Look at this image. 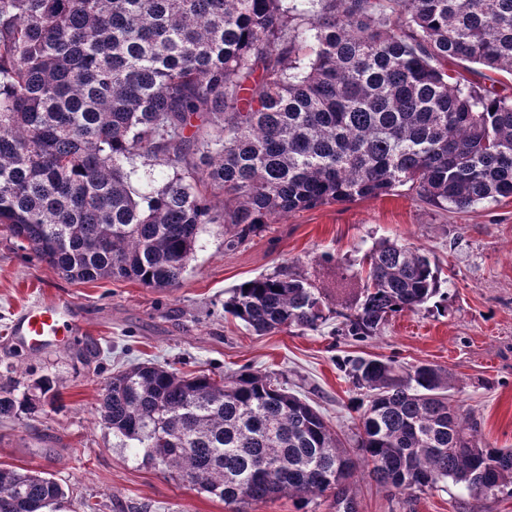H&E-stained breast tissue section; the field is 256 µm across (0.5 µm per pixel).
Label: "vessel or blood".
Here are the masks:
<instances>
[{
  "label": "vessel or blood",
  "mask_w": 512,
  "mask_h": 512,
  "mask_svg": "<svg viewBox=\"0 0 512 512\" xmlns=\"http://www.w3.org/2000/svg\"><path fill=\"white\" fill-rule=\"evenodd\" d=\"M71 314V306L66 301H41L20 312L11 333L21 337L30 351L38 352L72 334Z\"/></svg>",
  "instance_id": "1"
}]
</instances>
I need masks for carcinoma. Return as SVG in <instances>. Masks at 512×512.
Listing matches in <instances>:
<instances>
[{"mask_svg": "<svg viewBox=\"0 0 512 512\" xmlns=\"http://www.w3.org/2000/svg\"><path fill=\"white\" fill-rule=\"evenodd\" d=\"M472 64L512 75V0H0V224L70 281L163 290L204 224L234 250L285 214L405 185L439 209L512 198V96L473 86ZM136 156L170 175L134 189ZM363 269L351 306L278 272L224 311L258 335L334 319L364 341L436 297L448 310L418 248L381 240ZM339 366L364 393L345 441L259 370L218 382L135 364L106 378L98 417L116 447L226 504L352 503L362 467L392 496L447 481L512 496V448L484 441L450 370ZM20 407L0 389V418ZM65 496L0 465V512H59Z\"/></svg>", "mask_w": 512, "mask_h": 512, "instance_id": "cac0c4a2", "label": "carcinoma"}]
</instances>
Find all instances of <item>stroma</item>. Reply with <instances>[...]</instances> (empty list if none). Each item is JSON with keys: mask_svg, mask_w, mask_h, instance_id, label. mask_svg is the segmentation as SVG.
Here are the masks:
<instances>
[{"mask_svg": "<svg viewBox=\"0 0 512 512\" xmlns=\"http://www.w3.org/2000/svg\"><path fill=\"white\" fill-rule=\"evenodd\" d=\"M421 248L441 265L449 311L393 317L360 342L296 328L257 335L225 315L236 285L277 269L300 272L332 303L360 292L359 261L381 239ZM54 298L73 302L72 336L37 354L10 333L21 309ZM346 356L428 363L455 376L453 394L481 422L484 440L512 448V199L459 211L420 201L408 188L280 217L245 245L224 247V227L203 225L181 286L77 283L37 260L0 227V387L35 396L40 377L58 399L0 419V463L43 472L68 494L60 512H233L232 506L115 447L99 425L102 382L117 368L151 361L213 377L250 368L276 374L289 392L333 426L354 425L360 394L337 366ZM358 512H512V497L482 499L461 485L389 496L366 474L352 486Z\"/></svg>", "mask_w": 512, "mask_h": 512, "instance_id": "obj_1", "label": "stroma"}]
</instances>
